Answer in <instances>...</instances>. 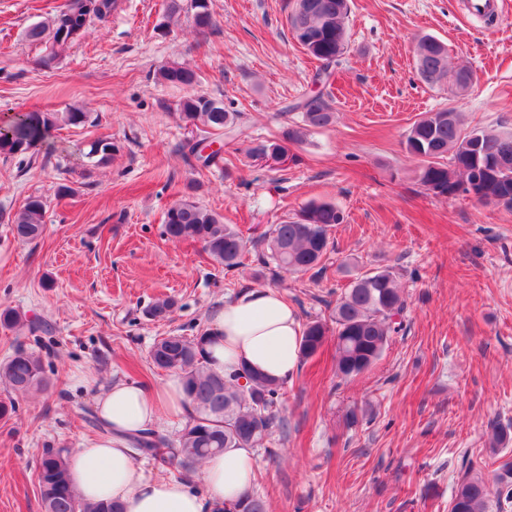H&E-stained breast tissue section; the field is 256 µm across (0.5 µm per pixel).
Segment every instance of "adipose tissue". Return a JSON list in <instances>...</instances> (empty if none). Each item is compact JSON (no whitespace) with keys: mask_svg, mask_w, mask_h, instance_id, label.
Returning a JSON list of instances; mask_svg holds the SVG:
<instances>
[{"mask_svg":"<svg viewBox=\"0 0 512 512\" xmlns=\"http://www.w3.org/2000/svg\"><path fill=\"white\" fill-rule=\"evenodd\" d=\"M208 331L214 342L206 350L215 371L231 372L245 362L268 377L288 381L299 370L298 314L274 290L242 291L225 303ZM96 404L105 435L68 459L72 488L84 501H115L125 512H218L237 501L256 478V459L248 448H228L208 459L200 474L206 488L202 494L181 479L155 476L136 461L129 436L187 415L189 404L178 378L153 386L119 379L98 394Z\"/></svg>","mask_w":512,"mask_h":512,"instance_id":"obj_1","label":"adipose tissue"}]
</instances>
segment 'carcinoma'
I'll return each mask as SVG.
<instances>
[{
    "label": "carcinoma",
    "instance_id": "carcinoma-1",
    "mask_svg": "<svg viewBox=\"0 0 512 512\" xmlns=\"http://www.w3.org/2000/svg\"><path fill=\"white\" fill-rule=\"evenodd\" d=\"M118 0H66L46 22H37L26 30L33 43L45 45L46 66L60 60L79 40L87 24L109 17ZM288 23L303 50L318 61L315 76L330 78L342 63L349 48L348 21L350 0H289ZM193 22L204 31L213 26L208 0H191ZM418 80L429 88H448L458 94L455 74L448 65V49L434 37H423L415 45ZM159 80L190 87L196 82L191 69L168 62L157 71ZM302 111L303 125L283 132L291 142L301 141L311 129L329 126L334 119L331 96L320 93L303 98L295 105ZM180 117L202 138L185 144L188 155L201 166L208 167L216 154L203 156L198 146L214 131L232 128L238 113L228 112L224 104L210 97L192 94L177 107ZM90 114L72 107L65 112H27L0 125V155L14 156L35 152L57 127L80 126ZM481 136L480 146L473 135ZM405 151L421 161L416 172L419 184L435 196L452 197L469 192L475 169L493 163L498 166L490 185L484 187L485 202L492 195H512V132L467 129L460 112L443 108L427 112L417 119L404 135ZM285 150L276 139L261 140L249 147L252 159H265ZM118 151L112 140L98 138L89 143L87 157L96 165L112 160ZM45 201L40 196L27 199L23 208L11 218V233L19 241L32 243L41 238L45 224ZM341 211L331 202H310L299 214L278 224H271L254 246L259 248L258 262L283 278L311 270L321 273L328 255L334 251L332 230L342 223ZM163 232L174 241L191 240L202 245L205 253L226 269L239 266L247 249V241L223 218L191 200L171 205L165 217ZM171 298L159 299L148 309V315L165 319L174 310ZM405 308L403 289L397 275L389 268L358 272L348 287L336 298L334 327L313 320L303 329L301 359L313 357L324 345L326 336L336 338V374L344 379L370 369L383 355L390 336L403 328ZM211 342L207 334L191 339L168 335L156 340L151 361L159 369L177 374L189 401L190 412L176 438L155 434L152 442L144 431L130 437L134 448H145L160 465L193 471L205 459L226 448H261L273 430L281 424L277 407L284 395L285 383L269 380L243 366L226 373L212 371L205 346ZM0 386L12 394L45 392L50 387L41 354L17 349L0 364ZM489 446L493 452L512 444V427L499 421L488 425ZM69 450L47 448L38 465V489L44 512H122L113 503H86L74 493L66 467ZM504 512L512 505V460L502 462L490 478L466 474L452 495L449 512H489L490 506ZM224 512H269L260 496L246 493L237 502L224 506Z\"/></svg>",
    "mask_w": 512,
    "mask_h": 512
}]
</instances>
